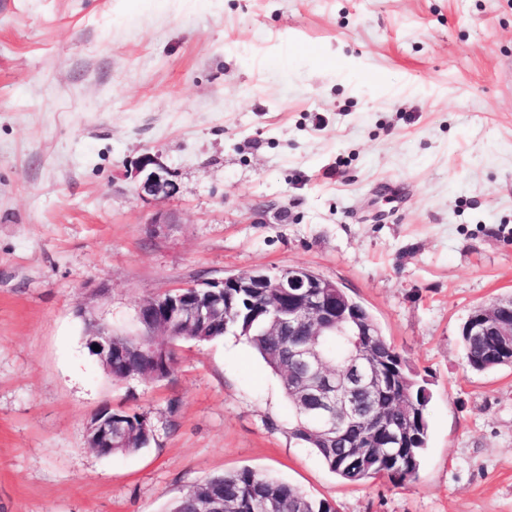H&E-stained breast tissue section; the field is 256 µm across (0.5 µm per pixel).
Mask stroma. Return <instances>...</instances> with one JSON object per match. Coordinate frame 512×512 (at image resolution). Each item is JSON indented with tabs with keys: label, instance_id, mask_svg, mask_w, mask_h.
<instances>
[{
	"label": "stroma",
	"instance_id": "1",
	"mask_svg": "<svg viewBox=\"0 0 512 512\" xmlns=\"http://www.w3.org/2000/svg\"><path fill=\"white\" fill-rule=\"evenodd\" d=\"M152 154L175 194L138 189ZM306 266L430 394L416 480L341 482L246 340L114 381L89 322ZM512 295V0H0V512H168L244 467L338 512H512V367L470 310ZM150 444L104 456L100 410ZM480 307L475 317L463 324L460 334L468 365L475 371H491L512 362L502 360L501 352L511 353L512 360V299ZM462 335V336H461ZM467 336H484L471 342ZM497 337V338H496ZM498 339V343L497 340ZM124 417L131 428L138 424L140 419L144 418L138 414L124 415ZM138 434H141L143 438H148L152 435L151 426L146 418L141 421L139 428L134 432L121 429L114 430L112 428V412L103 410L92 418L87 428V442L90 448L103 455H111L112 448L117 453H135L143 447H147L153 437L142 448H128L132 446Z\"/></svg>",
	"mask_w": 512,
	"mask_h": 512
}]
</instances>
